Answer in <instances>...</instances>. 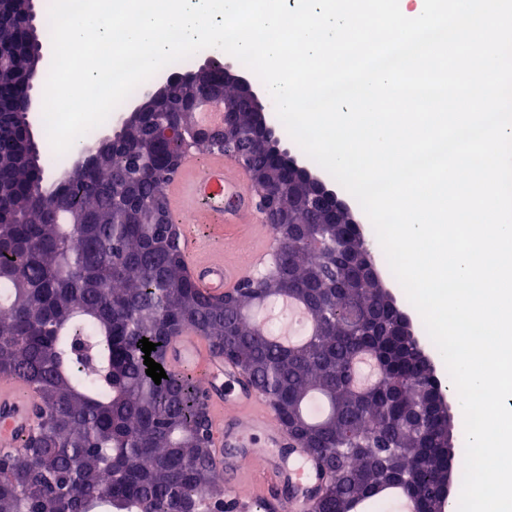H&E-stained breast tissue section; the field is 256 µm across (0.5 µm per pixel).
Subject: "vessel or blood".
I'll return each instance as SVG.
<instances>
[{"instance_id":"b4317fda","label":"vessel or blood","mask_w":512,"mask_h":512,"mask_svg":"<svg viewBox=\"0 0 512 512\" xmlns=\"http://www.w3.org/2000/svg\"><path fill=\"white\" fill-rule=\"evenodd\" d=\"M169 203L179 213L190 212L205 225L197 236L192 225L181 228L186 267L200 291L220 297L245 279L244 266L226 264L215 246L236 235L237 214L245 207L246 187L240 171H229L223 158L197 164L184 157L180 179L168 188ZM169 367H197L208 377L206 391L213 464L225 480L228 504L261 503L266 512H304L313 491L326 479L318 458L290 445L274 420L265 396L240 370L190 330L173 336ZM37 397L23 382L0 380V450L10 452L39 424Z\"/></svg>"}]
</instances>
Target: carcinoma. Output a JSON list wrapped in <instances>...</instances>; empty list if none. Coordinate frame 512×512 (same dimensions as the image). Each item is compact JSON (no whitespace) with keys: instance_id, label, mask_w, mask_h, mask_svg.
Returning <instances> with one entry per match:
<instances>
[{"instance_id":"obj_1","label":"carcinoma","mask_w":512,"mask_h":512,"mask_svg":"<svg viewBox=\"0 0 512 512\" xmlns=\"http://www.w3.org/2000/svg\"><path fill=\"white\" fill-rule=\"evenodd\" d=\"M17 41L0 25V51ZM36 71L22 54L0 76L11 99ZM197 93L175 89L166 111L179 118ZM149 120L121 130L94 163L50 184L41 157H17L26 128L0 113V377L28 383L47 419L18 454H0V512H208L224 495L211 440L200 432L206 378L190 366L146 374L139 340L158 344L191 329L269 394L275 414L319 425L294 433L319 458L327 480L309 512H363L395 488L410 512H445L448 454L441 447L445 384L421 360L420 341L400 321L377 279H356L371 248L349 224L314 213L304 193H284L300 236L279 253V272L241 286L238 310L218 308L188 274L181 245L157 249L160 225L146 211L161 204L164 159ZM256 174L286 180L278 158L255 150ZM130 187L125 208L112 191ZM350 240L347 256L336 241ZM304 305L312 334L294 346L275 340L252 312L283 296ZM369 352L380 367L366 389L353 383L354 360Z\"/></svg>"}]
</instances>
